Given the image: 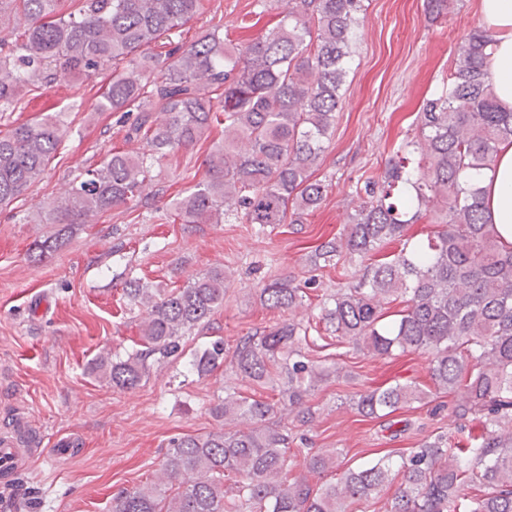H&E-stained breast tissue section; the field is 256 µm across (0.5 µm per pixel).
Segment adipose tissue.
<instances>
[{
    "instance_id": "adipose-tissue-1",
    "label": "adipose tissue",
    "mask_w": 512,
    "mask_h": 512,
    "mask_svg": "<svg viewBox=\"0 0 512 512\" xmlns=\"http://www.w3.org/2000/svg\"><path fill=\"white\" fill-rule=\"evenodd\" d=\"M482 24L491 31L489 47L495 92L503 108L512 110V0H479ZM486 217L503 244L512 243V142L499 145L494 165L478 177Z\"/></svg>"
}]
</instances>
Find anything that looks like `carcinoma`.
<instances>
[{
  "label": "carcinoma",
  "instance_id": "1",
  "mask_svg": "<svg viewBox=\"0 0 512 512\" xmlns=\"http://www.w3.org/2000/svg\"><path fill=\"white\" fill-rule=\"evenodd\" d=\"M202 8V0H0V118L52 84L75 95L94 90L95 111L124 113L125 140L150 147L114 148L72 180L62 201L33 205L27 218L56 226L34 243L38 256L94 216L165 194L152 188L153 165L217 126L224 138L212 143L204 177L172 199L173 220L219 224L233 215L263 229L300 224L324 202L329 185L313 172L362 37V0H265L256 16L274 11L278 20L264 34L226 42L220 17L183 41L182 27ZM491 41L480 26L462 38L448 80L420 109L416 138L397 147L382 182L364 183L342 232L308 256L313 271L360 260L352 281L319 302L313 320L249 333L230 355L223 340L206 342L186 362L190 375L223 367L250 385L272 384L277 397H217L209 412L218 431L169 442L160 480L178 483L177 492L119 489L112 512H354L393 475L402 483L387 512H512V246L486 219L483 192L469 178L512 141V111L494 95ZM62 138L49 108L0 133L1 206L25 200ZM421 221L434 230L417 239L408 226ZM389 245L397 252L375 258ZM225 281L215 266L170 289L127 282V299L145 309L140 348L97 356L92 373L114 388L139 387L224 306ZM310 283L276 278L261 288V304L292 312ZM397 300L405 308L385 320V305ZM327 338L384 358L428 355L436 390L462 391L451 407L460 439L427 436L406 455L391 451L316 488L303 475L288 478L296 435L285 418L310 423L309 397L342 370L310 355ZM425 398L419 386L395 383L361 391L349 406L379 419ZM302 452L311 472L335 470L340 455ZM466 486L475 490L469 499Z\"/></svg>",
  "mask_w": 512,
  "mask_h": 512
}]
</instances>
